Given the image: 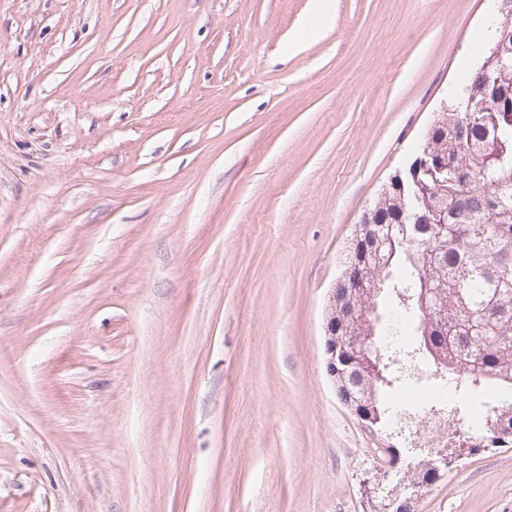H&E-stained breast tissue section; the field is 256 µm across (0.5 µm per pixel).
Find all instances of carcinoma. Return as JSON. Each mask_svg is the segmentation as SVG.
<instances>
[{"label": "carcinoma", "instance_id": "1", "mask_svg": "<svg viewBox=\"0 0 512 512\" xmlns=\"http://www.w3.org/2000/svg\"><path fill=\"white\" fill-rule=\"evenodd\" d=\"M461 122L463 141L450 134ZM418 154L445 168L422 176L412 198L385 185L346 265L365 272V292L336 283L356 311L350 339L366 349L339 365L336 396L404 451L383 497L427 493L429 457L415 442L429 417L454 421L452 462L453 448L512 447V14L496 13L480 63ZM400 390L438 397L401 408L392 400Z\"/></svg>", "mask_w": 512, "mask_h": 512}]
</instances>
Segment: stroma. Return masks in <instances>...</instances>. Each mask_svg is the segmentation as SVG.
I'll return each mask as SVG.
<instances>
[{
  "mask_svg": "<svg viewBox=\"0 0 512 512\" xmlns=\"http://www.w3.org/2000/svg\"><path fill=\"white\" fill-rule=\"evenodd\" d=\"M0 0V512H363L353 230L492 0ZM418 512H512V447Z\"/></svg>",
  "mask_w": 512,
  "mask_h": 512,
  "instance_id": "stroma-1",
  "label": "stroma"
}]
</instances>
